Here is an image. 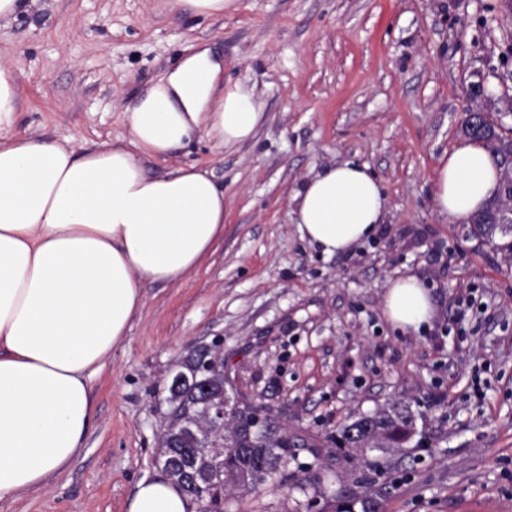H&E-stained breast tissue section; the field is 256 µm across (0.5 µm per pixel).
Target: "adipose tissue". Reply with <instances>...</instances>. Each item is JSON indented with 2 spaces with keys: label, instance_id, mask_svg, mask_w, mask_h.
Returning a JSON list of instances; mask_svg holds the SVG:
<instances>
[{
  "label": "adipose tissue",
  "instance_id": "obj_1",
  "mask_svg": "<svg viewBox=\"0 0 512 512\" xmlns=\"http://www.w3.org/2000/svg\"><path fill=\"white\" fill-rule=\"evenodd\" d=\"M17 87L0 63V500L47 487L72 461L94 421L91 380L130 329L143 283L174 284L224 236V189L191 165L148 174L203 137L245 144L263 116L255 87L224 77L203 45L136 96L123 119L129 143L91 148L15 131ZM501 171L469 139L442 159L438 213L466 221L495 196ZM302 238L323 254L373 235L386 210L367 166L344 162L294 197ZM383 308L393 326L420 330L435 315L425 284L390 281ZM127 512H197L168 476L142 479Z\"/></svg>",
  "mask_w": 512,
  "mask_h": 512
}]
</instances>
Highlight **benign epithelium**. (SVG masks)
<instances>
[{
    "instance_id": "benign-epithelium-1",
    "label": "benign epithelium",
    "mask_w": 512,
    "mask_h": 512,
    "mask_svg": "<svg viewBox=\"0 0 512 512\" xmlns=\"http://www.w3.org/2000/svg\"><path fill=\"white\" fill-rule=\"evenodd\" d=\"M468 92L476 102L470 113L495 112L500 118L512 116V99L501 107L493 106L485 96L482 81L471 83ZM494 223L499 225L502 233L512 237V197L505 193L499 197ZM207 355V349L190 354L170 378V391H191L195 403L202 406V415L198 421L188 420L179 425L178 446L187 450V457L175 469L171 462L165 463L166 471L178 474V480L201 503V512H208L207 487L225 489L234 483V479L224 472V453L238 440L237 435L228 432L238 400L228 394L225 386H214V379L224 375L223 364L218 358L209 359Z\"/></svg>"
}]
</instances>
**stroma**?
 <instances>
[{"instance_id": "1", "label": "stroma", "mask_w": 512, "mask_h": 512, "mask_svg": "<svg viewBox=\"0 0 512 512\" xmlns=\"http://www.w3.org/2000/svg\"><path fill=\"white\" fill-rule=\"evenodd\" d=\"M199 42L223 54L227 77L256 85L264 119L246 144L199 139L144 167L211 171L224 238L180 283L144 285V307L92 379L84 447L0 512H126L138 481L162 473L168 378L200 347L296 445L281 486L229 491V512H306L315 492L296 486L318 456L334 478L319 507L339 512L364 468L337 449L340 427L395 402L425 440L376 475L374 512H512V254L433 204L470 83L512 97V0H236L209 18L163 0H37L0 21L16 131L127 141L134 96ZM347 161L379 180L387 213L373 236L326 256L302 239L293 197ZM403 276L438 308L417 333L383 311Z\"/></svg>"}]
</instances>
